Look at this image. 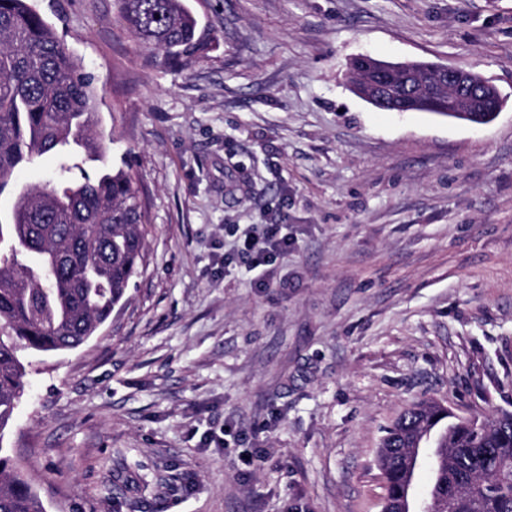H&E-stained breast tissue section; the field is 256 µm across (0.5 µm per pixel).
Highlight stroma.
I'll return each instance as SVG.
<instances>
[{
    "instance_id": "obj_1",
    "label": "stroma",
    "mask_w": 512,
    "mask_h": 512,
    "mask_svg": "<svg viewBox=\"0 0 512 512\" xmlns=\"http://www.w3.org/2000/svg\"><path fill=\"white\" fill-rule=\"evenodd\" d=\"M98 90L149 210L128 300L32 358L0 435L46 512H381L386 429L512 411V0H188L218 46L148 60L116 0H32ZM471 69L477 126L385 112L351 59ZM287 225L268 287L225 263ZM224 431L222 447L205 444Z\"/></svg>"
}]
</instances>
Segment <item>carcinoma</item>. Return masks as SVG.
<instances>
[{
  "mask_svg": "<svg viewBox=\"0 0 512 512\" xmlns=\"http://www.w3.org/2000/svg\"><path fill=\"white\" fill-rule=\"evenodd\" d=\"M125 31L148 57L190 67L217 43L187 0H117ZM469 92L480 115L502 102ZM92 76L31 0H0V194L16 172L43 156L54 176L15 192L12 220L0 224V439L24 394L20 353L82 345L125 300L145 249L148 223L137 179L125 162L91 175L71 149L105 152ZM420 430L441 436L429 466V512H512V411L480 420L414 404L386 429L378 462L382 512H401L404 441ZM0 512H45L32 479L0 447Z\"/></svg>",
  "mask_w": 512,
  "mask_h": 512,
  "instance_id": "carcinoma-1",
  "label": "carcinoma"
}]
</instances>
